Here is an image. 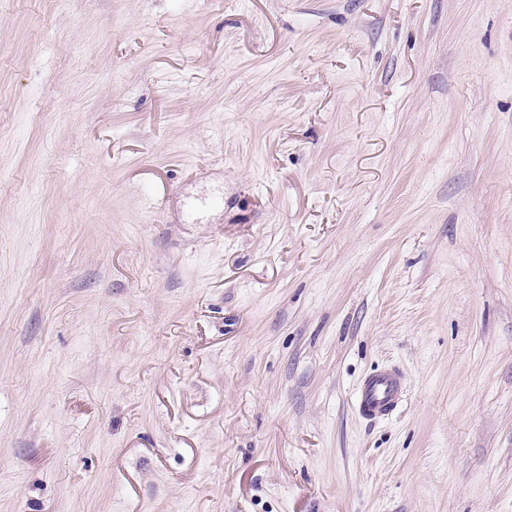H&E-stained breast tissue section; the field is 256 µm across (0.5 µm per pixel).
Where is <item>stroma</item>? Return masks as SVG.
Listing matches in <instances>:
<instances>
[{"mask_svg":"<svg viewBox=\"0 0 512 512\" xmlns=\"http://www.w3.org/2000/svg\"><path fill=\"white\" fill-rule=\"evenodd\" d=\"M0 512H512V0H0ZM403 387L396 371H383L368 376L356 395V406L364 418L376 421L387 416L399 403Z\"/></svg>","mask_w":512,"mask_h":512,"instance_id":"1","label":"stroma"}]
</instances>
